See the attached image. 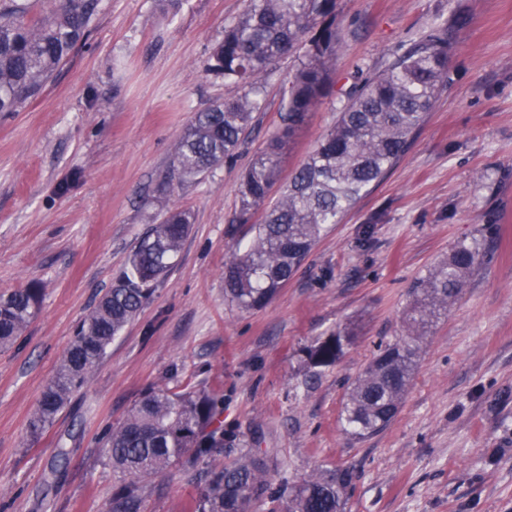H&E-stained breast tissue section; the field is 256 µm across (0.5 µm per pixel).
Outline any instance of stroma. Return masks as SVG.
<instances>
[{
    "instance_id": "1",
    "label": "stroma",
    "mask_w": 512,
    "mask_h": 512,
    "mask_svg": "<svg viewBox=\"0 0 512 512\" xmlns=\"http://www.w3.org/2000/svg\"><path fill=\"white\" fill-rule=\"evenodd\" d=\"M247 0H102L86 40L19 112H0V294L38 283L39 314L0 351V512H106L119 476L102 436L153 387L212 389L224 424L272 480L353 472L345 512H512V0H337V80L384 69L431 28L448 76L405 155L263 307L224 296V264L252 237L229 223L242 169L280 125L298 55L264 76L236 161L168 191L195 112L243 89L210 71ZM324 99L286 159L294 171L335 123ZM173 208L194 221L168 275L88 384L38 438L28 419L80 320ZM497 248L419 334L396 417L354 437L344 399L379 345L405 332L417 286L461 242ZM352 344L307 378L303 350ZM196 472L153 479L141 512H188Z\"/></svg>"
}]
</instances>
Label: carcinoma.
<instances>
[{
	"mask_svg": "<svg viewBox=\"0 0 512 512\" xmlns=\"http://www.w3.org/2000/svg\"><path fill=\"white\" fill-rule=\"evenodd\" d=\"M101 0H48L38 12L30 0H0V112H19L83 42ZM303 51L282 99L281 125L239 175L231 224L252 225L253 236L225 263L224 294L242 310L265 306L299 269L328 225L336 224L405 154L431 111L448 67V32L434 29L386 68L370 76L358 69L347 88H336V0H248L246 10L224 28L209 69L240 84L244 92L195 113L176 145L171 180L182 186L233 160L258 109V80L284 56ZM346 100L324 134L288 181L282 173L297 132L326 97ZM192 224L185 209L167 212L141 236L126 270L79 323L55 376L28 420L39 438L70 397L91 379L117 333L138 314L152 285L172 267ZM483 235L456 245L420 289L411 326L430 309H448L467 279L491 254ZM41 289L34 283L0 294V349L9 347L37 316ZM353 336L345 331L304 351L310 377L336 364ZM415 337L378 348L347 394L343 420L363 438L396 416L411 381ZM222 396L205 389H149L106 437L109 461L125 476L107 512H140L146 481L173 466L198 473L201 491L191 512H250L266 499L269 512H344L353 482L348 467L322 469L301 484L268 480L252 448L222 465L217 457L236 444L224 430Z\"/></svg>",
	"mask_w": 512,
	"mask_h": 512,
	"instance_id": "cac0c4a2",
	"label": "carcinoma"
}]
</instances>
